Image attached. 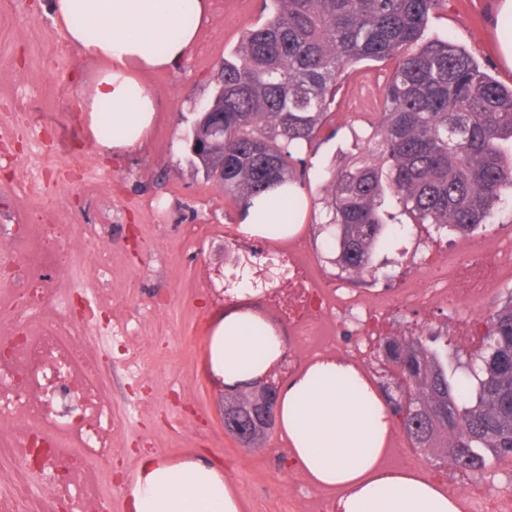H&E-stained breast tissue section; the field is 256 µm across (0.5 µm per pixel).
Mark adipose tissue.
<instances>
[{
	"label": "adipose tissue",
	"instance_id": "1",
	"mask_svg": "<svg viewBox=\"0 0 512 512\" xmlns=\"http://www.w3.org/2000/svg\"><path fill=\"white\" fill-rule=\"evenodd\" d=\"M68 41L99 62L83 109L102 153L119 154L152 127L157 104L142 77L179 62L207 19L208 0H51ZM193 22H185V13ZM308 215L298 187L270 190L243 211L252 236L296 237ZM284 353L278 330L248 305L217 319L207 370L232 386L265 378ZM280 433L294 463L314 486L337 493V512H460L459 500L415 469L383 465L394 419L364 374L325 356L309 362L281 390ZM130 512H243L240 495L207 457L145 458L128 498Z\"/></svg>",
	"mask_w": 512,
	"mask_h": 512
}]
</instances>
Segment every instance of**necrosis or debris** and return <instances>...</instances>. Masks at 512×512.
Instances as JSON below:
<instances>
[{"mask_svg":"<svg viewBox=\"0 0 512 512\" xmlns=\"http://www.w3.org/2000/svg\"><path fill=\"white\" fill-rule=\"evenodd\" d=\"M33 230L27 260H18L9 243L0 244V269L10 271L12 283L22 287L20 306L0 323V348L7 350L0 357V415L24 409L31 419L52 430L54 448L74 445L103 456L112 449V408L103 398L99 361L85 343L84 323L67 317L40 330L35 327L46 296L67 307L71 292L95 291L99 278L85 269L72 270L64 282L37 275L38 267L65 263L55 246L71 227L46 220ZM506 260L512 262L511 242L493 244L485 254L460 265L450 264L447 254L432 251L424 259L431 286L408 288L404 294L432 303L448 298L469 303L497 282ZM264 262L284 268L283 283L271 296L299 331H308L319 315L334 306L352 302L351 295L341 289L313 287L311 268L303 255L288 258L271 247L264 252Z\"/></svg>","mask_w":512,"mask_h":512,"instance_id":"4bbe7bcc","label":"necrosis or debris"}]
</instances>
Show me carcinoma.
<instances>
[{
	"mask_svg": "<svg viewBox=\"0 0 512 512\" xmlns=\"http://www.w3.org/2000/svg\"><path fill=\"white\" fill-rule=\"evenodd\" d=\"M270 2L217 78L224 148L205 164L224 169L225 194L248 204L295 181L346 70L395 58L365 137L371 154L330 170L324 204L340 276L372 272L388 199L415 224L463 234L512 203V86L429 29L444 0ZM485 320L468 379L448 366L439 335L380 344L400 375L394 412L413 447L472 472L512 457V297Z\"/></svg>",
	"mask_w": 512,
	"mask_h": 512,
	"instance_id": "obj_1",
	"label": "carcinoma"
}]
</instances>
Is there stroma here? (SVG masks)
Wrapping results in <instances>:
<instances>
[{
  "label": "stroma",
  "instance_id": "obj_1",
  "mask_svg": "<svg viewBox=\"0 0 512 512\" xmlns=\"http://www.w3.org/2000/svg\"><path fill=\"white\" fill-rule=\"evenodd\" d=\"M48 2L0 0V124L24 138L0 156V226L33 223L49 202L59 220L98 227L97 236L61 242L72 261L92 268L100 251L112 253L106 275L111 300L94 304L89 321L115 419L112 454L97 463L108 512H126L131 476L148 454L177 460L208 453L236 487L243 512H308L315 496L334 502V492L311 486L298 472L278 431L250 444L225 431L222 405L235 392L221 389L205 367L211 323L226 303L195 283L202 273L214 275L230 264L227 238L240 232L243 204L225 195L220 182L197 172L183 136L211 101L225 58L247 28L267 17L265 0H211L209 21L184 58L144 77L158 106L150 133L110 159L88 137L82 112L98 66L82 57L53 23ZM499 3L447 0L430 27L465 46L492 78L512 85V67L503 60L495 24ZM395 65L392 59L362 61L338 84L306 154L309 215L294 243L320 287L348 288L370 312L378 299H385L381 311L392 335L414 330L444 335L451 331L450 320L488 315L511 299L512 267L480 304L410 301L402 290L422 279L424 271L414 251L439 250L469 260L492 242L512 237L511 207L503 208L493 224L466 235L429 224L397 225L393 241L377 249L372 274L362 279L338 277L328 235L321 229L327 171L355 154L354 136L376 120L375 101ZM24 113L36 114L37 122L22 123ZM44 162L53 171L50 187L41 195L32 178L35 166ZM247 302L281 333L296 367L316 357L307 336L290 327L263 292H251ZM326 319L334 333L328 354L356 363L376 385L390 381L391 368L377 353L357 356L367 341L356 311L335 310ZM123 325L132 328V335L111 338V328ZM133 354L145 363V377L126 369ZM397 440L386 466L412 467L437 480L461 501L462 512H481L468 494L472 486L512 497L511 460L471 473L412 448L405 434Z\"/></svg>",
  "mask_w": 512,
  "mask_h": 512
}]
</instances>
